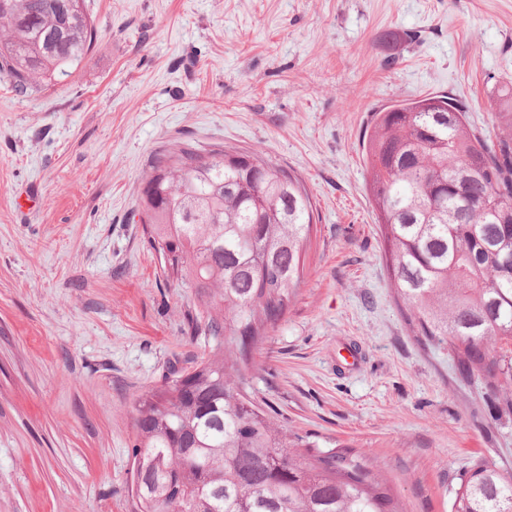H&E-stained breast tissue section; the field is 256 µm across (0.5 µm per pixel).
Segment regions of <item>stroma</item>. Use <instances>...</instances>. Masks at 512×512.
<instances>
[{"mask_svg":"<svg viewBox=\"0 0 512 512\" xmlns=\"http://www.w3.org/2000/svg\"><path fill=\"white\" fill-rule=\"evenodd\" d=\"M87 2L98 37L69 77H0V512H134L136 405L214 342L136 214L184 140L312 197L305 282L252 353L270 416L350 447L404 512H450L476 463L512 475V415L400 310L363 147L375 110L428 95L502 135L512 0Z\"/></svg>","mask_w":512,"mask_h":512,"instance_id":"obj_1","label":"stroma"}]
</instances>
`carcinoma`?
I'll return each mask as SVG.
<instances>
[{
  "instance_id": "obj_1",
  "label": "carcinoma",
  "mask_w": 512,
  "mask_h": 512,
  "mask_svg": "<svg viewBox=\"0 0 512 512\" xmlns=\"http://www.w3.org/2000/svg\"><path fill=\"white\" fill-rule=\"evenodd\" d=\"M97 29L86 0H0V74L26 95L67 77ZM495 141L462 104L414 99L374 113L369 191L397 296L415 335L448 347L512 414V88ZM140 221L167 277L204 307L215 338L190 371L139 401L135 512H398L348 453L316 451L255 402L251 353L300 288L313 225L302 181L261 157L186 142L161 155ZM451 512H512V479L486 464L460 479Z\"/></svg>"
}]
</instances>
